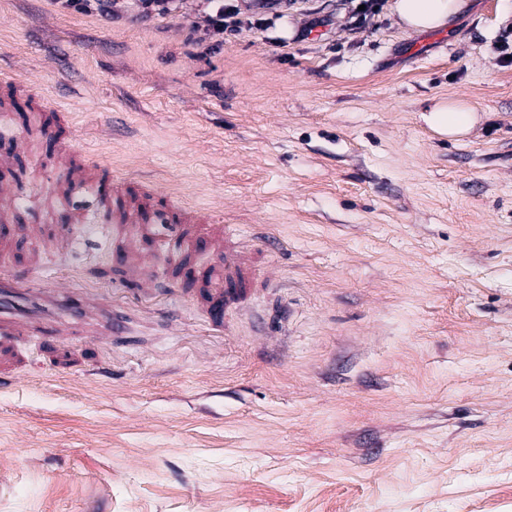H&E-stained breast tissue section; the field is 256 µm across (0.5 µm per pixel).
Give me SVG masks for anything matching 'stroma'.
I'll list each match as a JSON object with an SVG mask.
<instances>
[{
	"label": "stroma",
	"mask_w": 512,
	"mask_h": 512,
	"mask_svg": "<svg viewBox=\"0 0 512 512\" xmlns=\"http://www.w3.org/2000/svg\"><path fill=\"white\" fill-rule=\"evenodd\" d=\"M319 5L309 37L291 9L204 54L197 0L145 24L0 0L9 256L126 320L0 349L28 361L0 383V512H512V0L361 35ZM451 99L479 116L457 140L425 120ZM68 144L266 236L253 314L214 331L223 243L183 224L169 260L116 231L57 175Z\"/></svg>",
	"instance_id": "35a3bbf8"
}]
</instances>
